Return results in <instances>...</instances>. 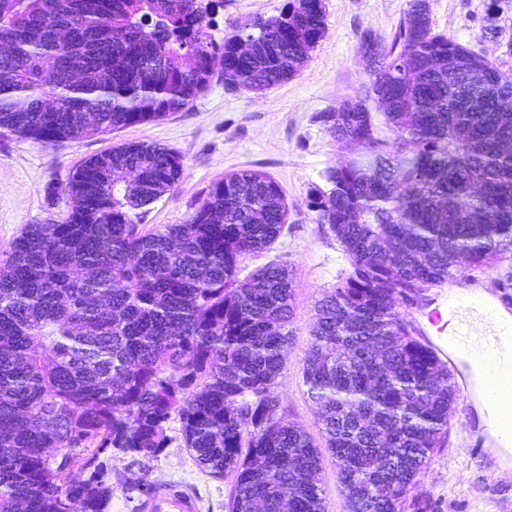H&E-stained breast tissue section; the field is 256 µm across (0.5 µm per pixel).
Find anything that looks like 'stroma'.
I'll return each mask as SVG.
<instances>
[{
    "mask_svg": "<svg viewBox=\"0 0 512 512\" xmlns=\"http://www.w3.org/2000/svg\"><path fill=\"white\" fill-rule=\"evenodd\" d=\"M285 0H224L212 16L211 33L223 39L235 23L277 15ZM326 34L295 77L254 92L232 89L223 74L186 111L164 120L137 124L77 142L48 146L20 136H0V266L25 225L63 215L67 207L48 208V188L60 186L85 158L126 141L157 143L183 159L176 187L144 216L148 228L185 223L224 174L258 170L272 176L288 203L287 222L271 248L247 258L244 272L271 260L286 263L294 276L293 332L288 360L275 381L286 421L320 439L317 408L307 394L302 365L317 305L351 269L328 225L308 205L312 186L323 184L327 169L350 155L316 115L333 112L365 81L360 53L363 34L391 42L409 0H323ZM490 0H429L435 31L454 37L472 51L499 62L512 40V0H499V40L486 38L484 17ZM453 287L428 288L418 304L404 307L414 336L442 344L435 311L444 309ZM168 448L143 464L147 484L131 487L120 480L130 463L119 452L104 453L112 475L109 512H140L150 488L176 483L197 497L200 512H229L231 478L215 479L196 465L182 443L181 423L171 417ZM488 435L477 410L454 405L448 435L418 476L409 499L429 501L432 512H512V457L488 451Z\"/></svg>",
    "mask_w": 512,
    "mask_h": 512,
    "instance_id": "stroma-1",
    "label": "stroma"
}]
</instances>
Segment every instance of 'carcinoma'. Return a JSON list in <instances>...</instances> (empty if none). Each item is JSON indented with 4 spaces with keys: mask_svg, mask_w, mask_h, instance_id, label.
Returning a JSON list of instances; mask_svg holds the SVG:
<instances>
[{
    "mask_svg": "<svg viewBox=\"0 0 512 512\" xmlns=\"http://www.w3.org/2000/svg\"><path fill=\"white\" fill-rule=\"evenodd\" d=\"M214 2L0 0V136L54 145L161 121L218 67L262 90L296 76L325 35L322 0H286L218 41ZM360 50L367 80L317 116L353 158L326 170L309 206L351 272L320 303L302 376L349 512H394L456 399L400 306L512 252V73L434 32L427 0L391 44L366 36ZM183 170L157 144L93 155L62 187L66 214L14 241L0 270V512H109L100 455L158 457L174 412L200 470L232 477L229 512H324L320 448L275 392L290 271L273 260L239 278L280 235L283 191L261 171L226 173L186 223L141 227L138 210Z\"/></svg>",
    "mask_w": 512,
    "mask_h": 512,
    "instance_id": "1",
    "label": "carcinoma"
}]
</instances>
